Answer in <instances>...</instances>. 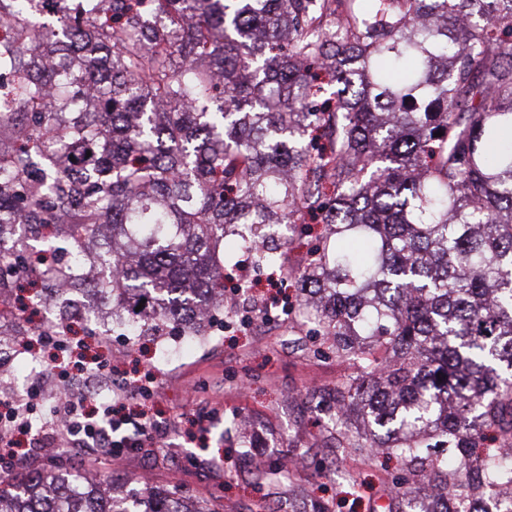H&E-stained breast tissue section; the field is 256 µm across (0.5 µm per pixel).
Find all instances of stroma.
Wrapping results in <instances>:
<instances>
[{
	"label": "stroma",
	"instance_id": "stroma-1",
	"mask_svg": "<svg viewBox=\"0 0 512 512\" xmlns=\"http://www.w3.org/2000/svg\"><path fill=\"white\" fill-rule=\"evenodd\" d=\"M96 352L131 383L127 408L146 409L167 430L154 454L102 461L99 472L116 482L138 485L144 472L155 489L219 495L224 512H299L313 490L331 512H382L395 461L336 455L333 430L317 425L318 406L350 371L335 356L285 350L237 323L203 343L167 337L144 354L116 331ZM142 386L150 396L139 394ZM285 458L295 462L289 478H271L268 466Z\"/></svg>",
	"mask_w": 512,
	"mask_h": 512
}]
</instances>
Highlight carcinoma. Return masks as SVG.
Returning a JSON list of instances; mask_svg holds the SVG:
<instances>
[{"label": "carcinoma", "mask_w": 512, "mask_h": 512, "mask_svg": "<svg viewBox=\"0 0 512 512\" xmlns=\"http://www.w3.org/2000/svg\"><path fill=\"white\" fill-rule=\"evenodd\" d=\"M32 2L0 0L23 119L0 116V286L64 311L75 287L104 334L203 336L234 313L230 234L352 365L320 411L336 450L397 459L387 512L493 490L512 512V0H58L51 25ZM285 224L313 240L300 270L297 239L263 245ZM0 512L217 510L59 465Z\"/></svg>", "instance_id": "carcinoma-1"}]
</instances>
